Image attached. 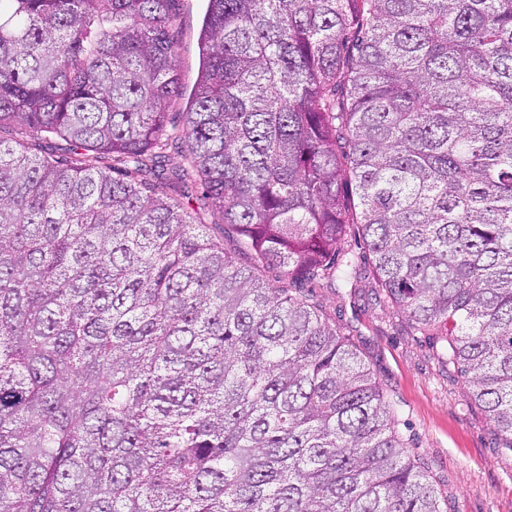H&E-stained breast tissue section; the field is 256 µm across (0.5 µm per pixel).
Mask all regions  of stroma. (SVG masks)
<instances>
[{"label": "stroma", "mask_w": 512, "mask_h": 512, "mask_svg": "<svg viewBox=\"0 0 512 512\" xmlns=\"http://www.w3.org/2000/svg\"><path fill=\"white\" fill-rule=\"evenodd\" d=\"M207 0H175L174 35L183 94L198 75V36ZM325 313L355 345L409 425L411 449L451 500L450 512H512V450L462 378L439 363L428 337L364 280L317 291Z\"/></svg>", "instance_id": "stroma-1"}]
</instances>
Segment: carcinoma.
Wrapping results in <instances>:
<instances>
[{"label":"carcinoma","instance_id":"carcinoma-1","mask_svg":"<svg viewBox=\"0 0 512 512\" xmlns=\"http://www.w3.org/2000/svg\"><path fill=\"white\" fill-rule=\"evenodd\" d=\"M173 2L0 0V133L76 153L0 137V512H448L296 284L357 229L512 449V0H209L180 126ZM204 222V224H206L204 232H206L207 235L214 239L223 241L225 249L228 252L233 253V248L235 246V234L233 233L231 227L224 226L220 214L217 211L210 212L205 217Z\"/></svg>","mask_w":512,"mask_h":512}]
</instances>
